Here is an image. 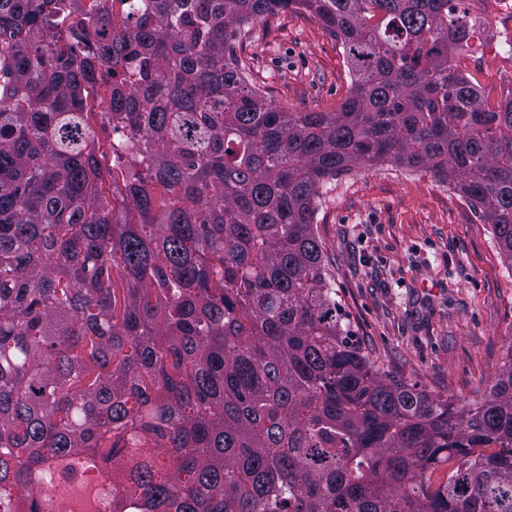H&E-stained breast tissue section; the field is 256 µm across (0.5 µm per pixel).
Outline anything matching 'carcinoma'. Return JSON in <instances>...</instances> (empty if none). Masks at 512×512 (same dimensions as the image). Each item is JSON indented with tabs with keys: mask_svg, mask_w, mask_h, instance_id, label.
I'll return each instance as SVG.
<instances>
[{
	"mask_svg": "<svg viewBox=\"0 0 512 512\" xmlns=\"http://www.w3.org/2000/svg\"><path fill=\"white\" fill-rule=\"evenodd\" d=\"M290 7L342 45L334 112L240 68ZM471 45L464 0H0V512H45L79 456L112 512H512V361L460 406L374 369L316 224L326 180L391 162L512 269V97L454 67Z\"/></svg>",
	"mask_w": 512,
	"mask_h": 512,
	"instance_id": "cac0c4a2",
	"label": "carcinoma"
}]
</instances>
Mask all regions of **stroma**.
<instances>
[{
  "label": "stroma",
  "instance_id": "obj_1",
  "mask_svg": "<svg viewBox=\"0 0 512 512\" xmlns=\"http://www.w3.org/2000/svg\"><path fill=\"white\" fill-rule=\"evenodd\" d=\"M237 55L290 112L336 111L349 92L340 42L299 10L251 23ZM316 221L344 320L377 368L457 402L489 390L512 359V269L453 185L389 162L354 169L327 180Z\"/></svg>",
  "mask_w": 512,
  "mask_h": 512
}]
</instances>
